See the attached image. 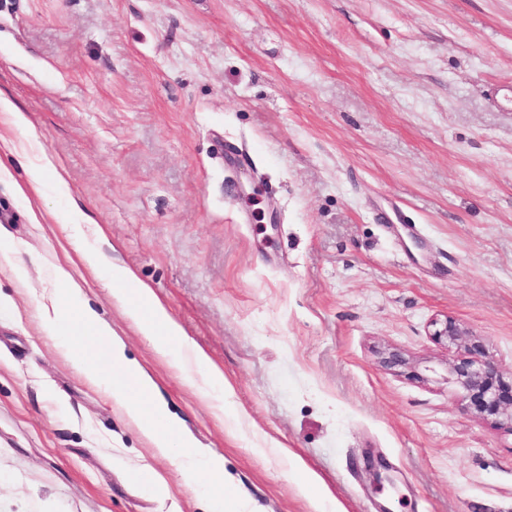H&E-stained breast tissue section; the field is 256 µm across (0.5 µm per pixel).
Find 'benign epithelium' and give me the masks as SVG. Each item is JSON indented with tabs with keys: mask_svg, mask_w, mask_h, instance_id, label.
Listing matches in <instances>:
<instances>
[{
	"mask_svg": "<svg viewBox=\"0 0 512 512\" xmlns=\"http://www.w3.org/2000/svg\"><path fill=\"white\" fill-rule=\"evenodd\" d=\"M431 327L430 336L436 343L457 349L446 369L445 380L466 410L512 431V381L505 380L487 359L484 345L452 317L435 319ZM381 363L390 371L407 369L410 376L419 377L415 366L398 350L386 352Z\"/></svg>",
	"mask_w": 512,
	"mask_h": 512,
	"instance_id": "benign-epithelium-1",
	"label": "benign epithelium"
}]
</instances>
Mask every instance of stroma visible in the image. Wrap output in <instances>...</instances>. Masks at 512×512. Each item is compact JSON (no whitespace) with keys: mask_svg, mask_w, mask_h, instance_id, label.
Returning <instances> with one entry per match:
<instances>
[{"mask_svg":"<svg viewBox=\"0 0 512 512\" xmlns=\"http://www.w3.org/2000/svg\"><path fill=\"white\" fill-rule=\"evenodd\" d=\"M0 95L27 120L0 112V512H206L76 366L84 313L257 512H315L310 472L341 512H512V432L430 335L453 317L512 376V0H0ZM136 286L132 293L137 305L129 306L128 314L146 335L152 337L157 351L164 355L167 353L168 343L180 336L179 327L155 298L151 288L139 283ZM143 309L148 315L143 313Z\"/></svg>","mask_w":512,"mask_h":512,"instance_id":"obj_1","label":"stroma"}]
</instances>
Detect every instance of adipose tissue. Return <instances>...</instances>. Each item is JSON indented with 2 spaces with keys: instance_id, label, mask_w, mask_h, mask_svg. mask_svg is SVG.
<instances>
[{
  "instance_id": "ef3b65f1",
  "label": "adipose tissue",
  "mask_w": 512,
  "mask_h": 512,
  "mask_svg": "<svg viewBox=\"0 0 512 512\" xmlns=\"http://www.w3.org/2000/svg\"><path fill=\"white\" fill-rule=\"evenodd\" d=\"M115 300L128 308L129 316L139 328L152 337L159 353H166L170 341L180 335L178 326L147 285L136 284L134 291L114 290ZM83 337L92 344L107 343L108 332L91 315L81 319ZM104 356L81 353L83 367L92 380L109 379L110 396L136 422L153 446L155 455L177 456L187 482L206 477L210 486L209 512H255L253 503L240 494L227 491L224 461L217 455H204L192 441L177 439V427L168 419L164 407L154 401V383L144 371L128 362L123 348L107 343Z\"/></svg>"
}]
</instances>
